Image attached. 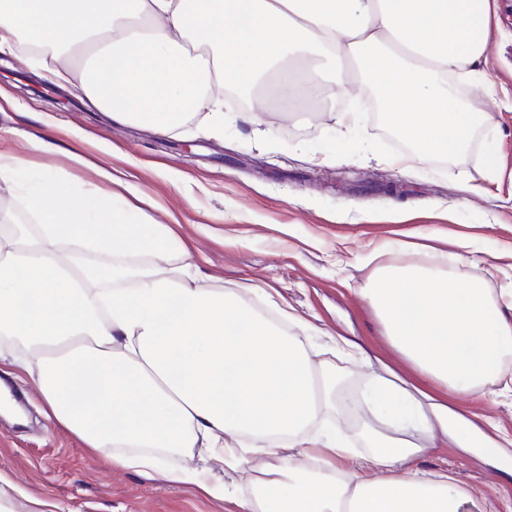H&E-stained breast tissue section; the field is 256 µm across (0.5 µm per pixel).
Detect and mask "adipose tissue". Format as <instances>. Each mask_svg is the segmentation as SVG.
Wrapping results in <instances>:
<instances>
[{
    "label": "adipose tissue",
    "instance_id": "obj_1",
    "mask_svg": "<svg viewBox=\"0 0 512 512\" xmlns=\"http://www.w3.org/2000/svg\"><path fill=\"white\" fill-rule=\"evenodd\" d=\"M495 0H0V41L77 53L86 97L113 120L169 130L217 100L198 84L252 88L290 60L314 57L331 74L355 64L354 93L376 98L418 153H461L479 121L460 80L476 76ZM207 54H199V47ZM31 207L41 225L0 227V335L23 354L0 362L28 372L46 414L112 465L196 487L237 512H458L471 494L448 474L415 466L422 450L373 441L377 477L343 467L350 450L312 431L326 406L358 410L326 379L313 389L307 348L237 294L201 288L170 262L178 239L161 224H132L93 190L79 200L45 178ZM111 251L104 266L91 250ZM147 261L135 260V253ZM367 300L391 345L451 396L499 379L512 355V296L430 261L383 269ZM378 393L408 409L401 422L466 447L469 418L397 375ZM201 449L202 466L166 467V453ZM259 459L253 492L225 478Z\"/></svg>",
    "mask_w": 512,
    "mask_h": 512
}]
</instances>
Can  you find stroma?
Here are the masks:
<instances>
[{
	"mask_svg": "<svg viewBox=\"0 0 512 512\" xmlns=\"http://www.w3.org/2000/svg\"><path fill=\"white\" fill-rule=\"evenodd\" d=\"M76 67L67 56L28 57L14 41L0 48V154L24 167L20 187L0 190V212L37 223L27 196L46 174L73 193L113 192L135 223L174 230L201 273L199 286L241 293L260 310L273 298L299 314L289 331L317 369L343 376L348 395L367 396L388 369L442 396L391 346L365 293L382 268L420 262L427 251L457 276L482 280L493 296L512 293V0H498L479 65L495 94L470 85L465 108L484 120L450 159L417 156L380 111L358 113L355 130L342 133L338 118L350 96L337 86L290 112L270 105L258 127L243 111H225L220 136L201 112L167 132L117 123L90 104L78 80L53 82V70ZM46 136L55 150L37 148ZM401 154L409 163L394 165ZM102 168L113 181L99 176ZM397 240L412 249L393 250ZM462 243L471 263L455 260ZM0 381L27 411L0 413V475L27 496L17 512H33L36 500L60 512H226L223 501L192 486L152 481L89 452L43 415L26 372L1 368ZM497 389L489 384L452 402L494 438L512 434V398ZM367 427L387 429L369 410L336 407L316 425L366 467L374 454ZM406 437L424 449L420 469L448 473L470 492L474 502L460 512H512V473L486 449L467 452L418 429Z\"/></svg>",
	"mask_w": 512,
	"mask_h": 512,
	"instance_id": "obj_1",
	"label": "stroma"
}]
</instances>
